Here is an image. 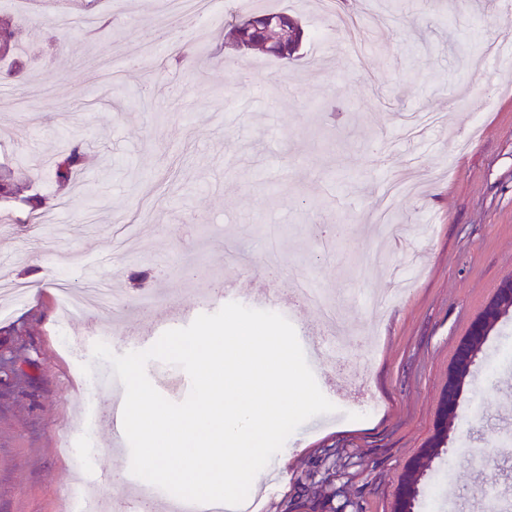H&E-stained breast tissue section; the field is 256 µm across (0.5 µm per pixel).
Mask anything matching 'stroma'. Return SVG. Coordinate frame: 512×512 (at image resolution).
Returning <instances> with one entry per match:
<instances>
[{"label": "stroma", "mask_w": 512, "mask_h": 512, "mask_svg": "<svg viewBox=\"0 0 512 512\" xmlns=\"http://www.w3.org/2000/svg\"><path fill=\"white\" fill-rule=\"evenodd\" d=\"M263 6L300 18L294 58L231 44L248 14L240 0H219L223 23L205 36H181L182 55L151 58V34L174 25L167 0H92L90 24L63 39L32 0H0V16L21 23L26 71L21 83L0 74V163L22 162L44 201L0 230V270L28 286L20 306L0 293V350L22 368L0 378V512H63L69 446L89 475L129 474L130 452L112 451L108 393L84 391L113 371L95 343L141 351L171 316L226 304L227 282L244 281L245 305L303 277L330 305L298 298L297 335L345 333L342 358L317 370L338 394L369 399L299 427L239 512H392L456 346L512 275V64L475 65L486 44H512V17L503 0H353L354 54L315 0ZM119 86L150 99L117 110ZM463 88L495 94L493 107L472 113ZM67 140L86 142L88 159L62 187L53 162ZM397 174L416 192L392 202ZM104 280L113 311L62 318L59 283ZM146 371L168 400L188 396L181 368ZM489 481L512 512V319L483 346L414 512H485Z\"/></svg>", "instance_id": "obj_1"}]
</instances>
